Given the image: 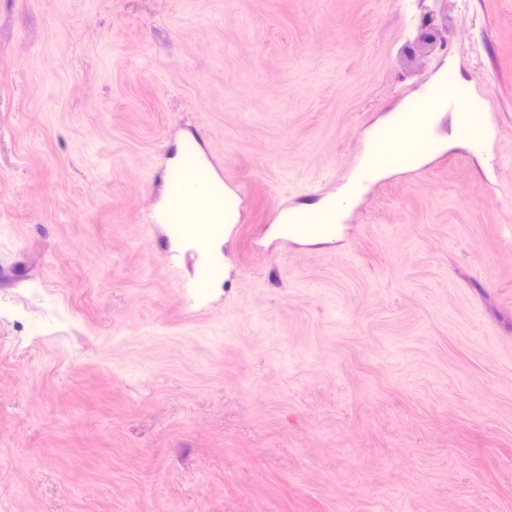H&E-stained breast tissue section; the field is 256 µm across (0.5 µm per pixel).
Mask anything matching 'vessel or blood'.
Returning <instances> with one entry per match:
<instances>
[{
	"instance_id": "1",
	"label": "vessel or blood",
	"mask_w": 512,
	"mask_h": 512,
	"mask_svg": "<svg viewBox=\"0 0 512 512\" xmlns=\"http://www.w3.org/2000/svg\"><path fill=\"white\" fill-rule=\"evenodd\" d=\"M456 105V100L441 87H433L418 105L399 113L391 126L378 131L367 160L359 162L348 176L346 194L331 199L324 208L277 207L272 222L281 240L302 235L334 238L339 216L369 184L371 169L385 166L418 170L423 153L434 150L437 144L432 123L434 111ZM460 132L474 146H481L485 139L481 114L463 113ZM177 150L179 160L164 171L163 186L167 196L178 202V213L172 216L162 209L154 212L152 221L170 225L174 237L184 246L204 253L220 238L224 225L234 222L240 192L225 182L222 170L206 153L201 137L182 139Z\"/></svg>"
}]
</instances>
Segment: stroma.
I'll return each mask as SVG.
<instances>
[{"label": "stroma", "mask_w": 512, "mask_h": 512, "mask_svg": "<svg viewBox=\"0 0 512 512\" xmlns=\"http://www.w3.org/2000/svg\"><path fill=\"white\" fill-rule=\"evenodd\" d=\"M446 72L484 147L437 112L335 238L265 231ZM192 133L219 285L149 221ZM0 512H512V0H0ZM420 36L419 41L423 45L434 46L439 43L440 47L444 45L445 39L440 29L435 24V17L431 10L425 9L420 18Z\"/></svg>", "instance_id": "obj_1"}]
</instances>
